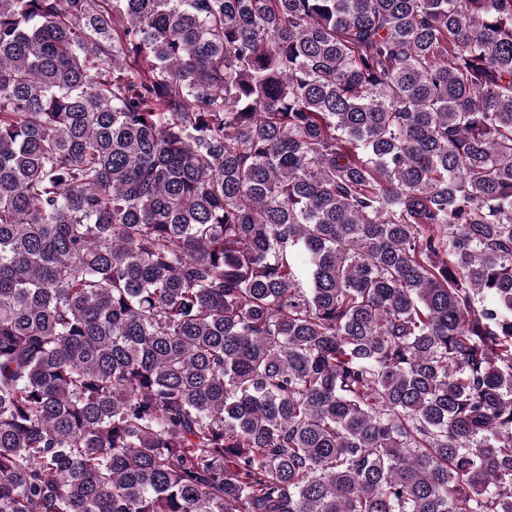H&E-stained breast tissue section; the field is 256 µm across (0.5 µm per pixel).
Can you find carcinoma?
Masks as SVG:
<instances>
[{
  "instance_id": "1",
  "label": "carcinoma",
  "mask_w": 512,
  "mask_h": 512,
  "mask_svg": "<svg viewBox=\"0 0 512 512\" xmlns=\"http://www.w3.org/2000/svg\"><path fill=\"white\" fill-rule=\"evenodd\" d=\"M0 512H512V0H0Z\"/></svg>"
}]
</instances>
